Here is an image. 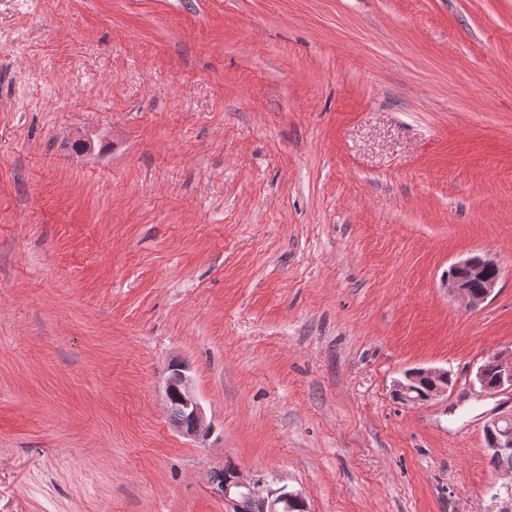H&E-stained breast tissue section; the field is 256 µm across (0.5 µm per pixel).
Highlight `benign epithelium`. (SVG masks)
I'll use <instances>...</instances> for the list:
<instances>
[{
	"instance_id": "benign-epithelium-1",
	"label": "benign epithelium",
	"mask_w": 512,
	"mask_h": 512,
	"mask_svg": "<svg viewBox=\"0 0 512 512\" xmlns=\"http://www.w3.org/2000/svg\"><path fill=\"white\" fill-rule=\"evenodd\" d=\"M494 267L496 263L481 256H471L452 265L453 272L446 276V286L451 299L459 307L474 311L492 295L498 278H486L480 289L473 290L467 283L465 274H474L483 267ZM492 365L497 372L494 385L487 384L485 370ZM479 386L484 392H512V351L494 352L487 363L477 367L471 386ZM452 380L448 371L436 368H416L407 370L402 378L394 383L395 395L405 403L419 404L448 394ZM165 397L167 410L178 408L181 417L172 420L174 427L183 436L197 439L204 435L208 425L203 407L192 388L187 375V367L174 362L169 366L166 380ZM487 436L486 452L490 457L512 448V411L498 414L487 420L484 425ZM219 491L224 502L230 505V512H307L306 503L301 494L284 487L271 485L253 478H247L238 470L220 476ZM488 512H512V483L503 482L492 488L489 496Z\"/></svg>"
}]
</instances>
